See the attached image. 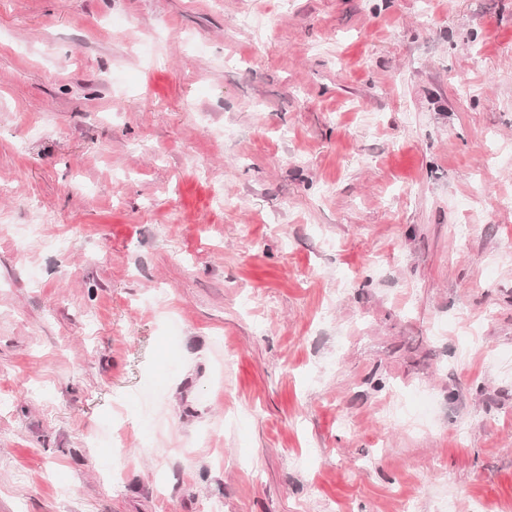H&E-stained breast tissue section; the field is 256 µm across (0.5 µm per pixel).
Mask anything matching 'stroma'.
I'll return each mask as SVG.
<instances>
[{
    "label": "stroma",
    "instance_id": "obj_1",
    "mask_svg": "<svg viewBox=\"0 0 512 512\" xmlns=\"http://www.w3.org/2000/svg\"><path fill=\"white\" fill-rule=\"evenodd\" d=\"M504 196L512 0H0V512H512Z\"/></svg>",
    "mask_w": 512,
    "mask_h": 512
}]
</instances>
